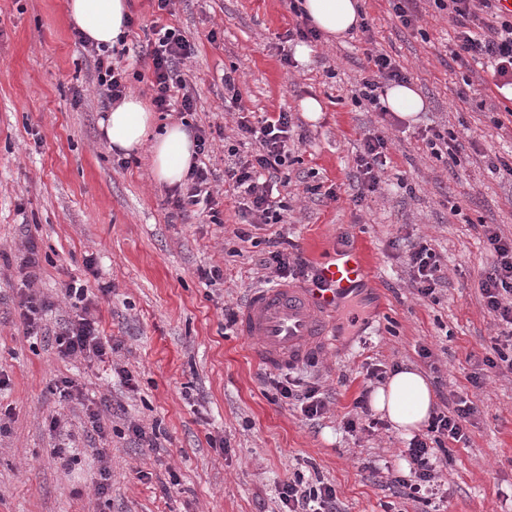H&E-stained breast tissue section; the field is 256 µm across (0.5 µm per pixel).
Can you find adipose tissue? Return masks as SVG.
Segmentation results:
<instances>
[{"mask_svg":"<svg viewBox=\"0 0 512 512\" xmlns=\"http://www.w3.org/2000/svg\"><path fill=\"white\" fill-rule=\"evenodd\" d=\"M313 26L325 36L342 38L358 25L363 0H300ZM68 20L96 44H115L126 30L127 0H68ZM156 118L137 97L112 106L101 121L110 150L130 153L148 148L157 183L175 186L185 182L195 155L190 129L173 123L156 131ZM373 408L404 435L420 430L433 408L427 379L418 371L401 368L372 394Z\"/></svg>","mask_w":512,"mask_h":512,"instance_id":"1","label":"adipose tissue"}]
</instances>
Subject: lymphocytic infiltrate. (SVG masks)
<instances>
[{"label": "lymphocytic infiltrate", "instance_id": "1", "mask_svg": "<svg viewBox=\"0 0 512 512\" xmlns=\"http://www.w3.org/2000/svg\"><path fill=\"white\" fill-rule=\"evenodd\" d=\"M439 10L447 11L455 28L453 59L478 66H491L498 87L512 86V19L508 18L496 0H433ZM146 54L151 61L150 73L131 72L116 67L111 51L96 53L94 65L101 103L111 106L127 94L132 82L149 81L153 92L151 102L160 112L177 111L192 114L195 99L189 90L181 68L193 49L181 31L171 25L153 24L145 35ZM368 77L353 91L355 103H367L381 109L380 89L383 84H404L407 72L385 54H368ZM224 92L232 104L238 105L240 94L232 76L224 78ZM240 138L253 144L249 155H241L237 145H229L224 164L225 184L243 193L242 219L250 226L267 225L273 232L268 237L267 249L259 260L268 270L269 281H285L307 277L310 263L295 250L291 241L276 229L283 223L288 206L280 198L284 181L282 167L291 161L295 144L294 116L289 112H272L259 122H252L249 112L240 109L237 117ZM389 138L381 131L365 134L363 149L356 159L359 172L358 199L375 193L381 176L387 170ZM213 172L200 160L193 164L185 186L169 190L168 201L179 212L187 207H198L200 212L217 219V200ZM482 232L494 256L479 275L478 290L487 314L495 325L505 326L506 337L512 343V237H506L495 225L486 224ZM407 265L411 286L419 297H434L445 275L440 258L426 237H418L407 244ZM72 301L74 317L64 322L55 334L59 356L82 357L99 362L108 359L115 347L100 336L97 322L89 311L87 290L81 285L66 290ZM266 384L297 406L306 420L319 419L326 408V400L317 384L290 382L288 376H267ZM476 408L474 404H455L443 411H433L425 436L413 437L408 444L409 473L394 478L396 496L418 503L432 492L441 467L452 463L446 442L467 441V425ZM282 512H340L339 500L332 485L324 482L307 483L302 479L284 482L279 489Z\"/></svg>", "mask_w": 512, "mask_h": 512}]
</instances>
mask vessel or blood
I'll return each mask as SVG.
<instances>
[{
  "label": "vessel or blood",
  "mask_w": 512,
  "mask_h": 512,
  "mask_svg": "<svg viewBox=\"0 0 512 512\" xmlns=\"http://www.w3.org/2000/svg\"><path fill=\"white\" fill-rule=\"evenodd\" d=\"M368 262L366 250L346 249L317 263V287L279 283L251 289L237 331L250 340L259 363L284 371L329 352L334 343L329 314L363 282Z\"/></svg>",
  "instance_id": "obj_1"
}]
</instances>
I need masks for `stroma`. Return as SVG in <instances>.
Returning <instances> with one entry per match:
<instances>
[{
    "label": "stroma",
    "instance_id": "stroma-1",
    "mask_svg": "<svg viewBox=\"0 0 512 512\" xmlns=\"http://www.w3.org/2000/svg\"><path fill=\"white\" fill-rule=\"evenodd\" d=\"M363 2L371 37L315 41L310 62L289 68L279 50L296 21L289 0H174L168 13L151 0H128V44L158 20L193 46L184 68L196 99L189 121L217 130L205 159L216 175L235 137V109L224 100L230 72L242 106L259 118L293 113L305 135L285 169L290 210L281 232L312 263L346 245L368 251L365 282L329 315L334 349L293 372L327 396L323 417L312 422L263 385L250 342L224 326L225 305L242 306L264 283L255 261L271 227L241 240L237 193L220 192L221 221L208 224L168 204L147 152L119 165L101 137L94 58L78 42L66 0H0V411L9 426L0 436V512H279L278 488L298 474L333 485L341 512H420L388 488L409 472L407 438L385 421L344 430L356 398L378 386L368 367L395 363L417 368L436 395L478 408L468 443L449 446L438 512H512V372L480 389L469 381L496 339L477 289L492 260L482 227L512 235V179L490 172L479 151L512 158V127L493 123L512 99L490 72L452 59L453 27L429 0H420L422 16L410 27L391 0ZM369 50L408 72L425 110L388 128L391 164L378 191L359 203L355 159L364 134L381 122L352 97ZM308 97L323 105L318 121L300 108ZM433 128L478 148L455 163L437 159L424 140ZM316 185L321 194H309ZM419 235L431 239L448 278L432 300L409 286L404 242ZM32 244L35 291L51 303L38 336L27 335L20 316ZM210 266L223 281L206 284L199 271ZM73 282L87 288L101 335L117 346L111 363L61 358L49 339L71 314L64 294ZM424 347L430 358L421 357ZM119 366L133 386L116 374ZM63 377L79 385L83 401L54 392ZM104 399L125 408L108 427L155 429L158 446L113 438L112 489L101 496L97 450L105 444L91 435L82 405ZM53 417L68 436L60 454L48 430Z\"/></svg>",
    "mask_w": 512,
    "mask_h": 512
}]
</instances>
